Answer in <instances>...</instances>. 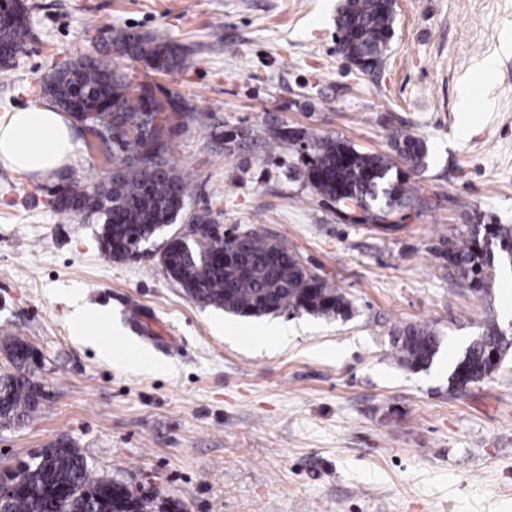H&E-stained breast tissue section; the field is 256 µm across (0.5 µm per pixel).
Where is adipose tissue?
Instances as JSON below:
<instances>
[{"label":"adipose tissue","instance_id":"obj_1","mask_svg":"<svg viewBox=\"0 0 512 512\" xmlns=\"http://www.w3.org/2000/svg\"><path fill=\"white\" fill-rule=\"evenodd\" d=\"M77 148L73 128L49 103L15 109L0 120V164L21 175L50 176L73 163Z\"/></svg>","mask_w":512,"mask_h":512}]
</instances>
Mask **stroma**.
<instances>
[{
  "label": "stroma",
  "mask_w": 512,
  "mask_h": 512,
  "mask_svg": "<svg viewBox=\"0 0 512 512\" xmlns=\"http://www.w3.org/2000/svg\"><path fill=\"white\" fill-rule=\"evenodd\" d=\"M24 2L33 38L0 77V117L44 101L65 62H112L183 109L165 140L192 173L187 211L276 240L351 312L232 315L190 301L157 259H107L96 218L52 205L107 171L111 142L76 125L77 157L59 173L0 165V344L37 352L49 395L33 419L0 427V474L66 438L97 476L182 512H512V353L492 377L448 387L488 314L512 319V282L482 298L446 259L477 217L512 224V0H396L371 73L338 48L342 0ZM129 30L166 33L194 67L163 75L119 56L113 39ZM284 130L388 157L395 131L422 137L426 165L409 179L423 204L392 230L344 219L299 180L303 154ZM73 299L92 312L86 329L108 324L111 338L75 334ZM407 324L442 339L428 370L391 355ZM274 326L287 343L255 349L251 336ZM129 346L146 365L116 358Z\"/></svg>",
  "instance_id": "obj_1"
}]
</instances>
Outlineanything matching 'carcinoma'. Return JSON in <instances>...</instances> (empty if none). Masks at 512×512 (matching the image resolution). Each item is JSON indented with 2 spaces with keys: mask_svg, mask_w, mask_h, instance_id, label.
Segmentation results:
<instances>
[{
  "mask_svg": "<svg viewBox=\"0 0 512 512\" xmlns=\"http://www.w3.org/2000/svg\"><path fill=\"white\" fill-rule=\"evenodd\" d=\"M393 10L384 0H343L336 17L341 52L361 72H371L384 61L392 36ZM31 38L27 8L21 0L0 5V74L9 75L14 59ZM117 52L153 71L170 74L194 63L181 46L163 33L143 36L120 34ZM46 95L72 119L90 127H112V169L94 183L72 181L53 200L60 212L94 208L102 225L101 253L114 262L134 260L130 236L151 241L157 229L173 224L185 211L190 175L162 158L163 137L174 104L164 106L145 85L132 86L128 76L106 61L79 58L49 78ZM399 156L413 170L425 165L426 144L410 133L393 139ZM156 160L151 170L136 158ZM393 166L381 154L363 153L335 138H315L304 158L299 177L347 219L392 228L390 218L420 204L409 181L392 175ZM186 231L189 248L177 241L167 244L163 270L185 296L203 306L242 316H263L288 311L323 317H343L350 302L322 279L304 268L287 248L255 231L239 239L246 272L224 268L215 255L224 240L207 209L193 211ZM448 269L466 288L490 298L500 288V275L512 270V225L478 222L448 243ZM499 322L490 317L481 333L456 361L449 377L457 383L481 382L492 376V356L508 355L512 336L502 337ZM395 360L407 370L429 368L441 346L438 333L409 324L391 336ZM12 370L0 373V426L20 424L34 417L47 401L35 379L38 363L31 347L21 339L3 345ZM46 465L31 471L26 484L0 503V512H117L126 488L98 478L80 449L67 439L46 448ZM138 512H180L179 501L158 495L141 496Z\"/></svg>",
  "mask_w": 512,
  "mask_h": 512,
  "instance_id": "carcinoma-1",
  "label": "carcinoma"
}]
</instances>
